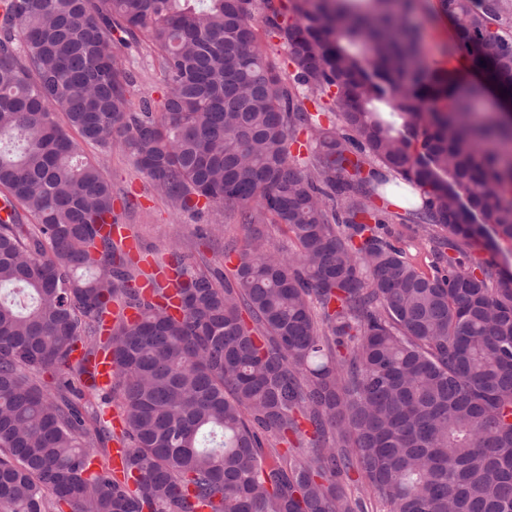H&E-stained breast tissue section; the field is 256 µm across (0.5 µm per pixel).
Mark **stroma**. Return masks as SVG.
Returning a JSON list of instances; mask_svg holds the SVG:
<instances>
[{"label": "stroma", "mask_w": 512, "mask_h": 512, "mask_svg": "<svg viewBox=\"0 0 512 512\" xmlns=\"http://www.w3.org/2000/svg\"><path fill=\"white\" fill-rule=\"evenodd\" d=\"M422 8L414 16L421 38V57L431 70L454 68L458 55L449 53L456 30L438 8V0H421ZM126 67L137 77L136 97L161 101L165 87L153 52L146 45L118 47ZM88 157L99 160L118 196L115 213L125 232L136 239L155 263L169 265L176 258H205L209 269L223 271L224 246L244 244L250 234L248 225L224 208L212 207L205 216L173 209L151 186L149 177L135 166L121 148L106 151L93 144H83Z\"/></svg>", "instance_id": "1"}]
</instances>
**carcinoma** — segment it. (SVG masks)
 <instances>
[{
    "instance_id": "carcinoma-1",
    "label": "carcinoma",
    "mask_w": 512,
    "mask_h": 512,
    "mask_svg": "<svg viewBox=\"0 0 512 512\" xmlns=\"http://www.w3.org/2000/svg\"><path fill=\"white\" fill-rule=\"evenodd\" d=\"M417 8L0 0V512H367L352 471L389 512H512V272L469 263L512 241V123L420 68ZM439 9L512 100L508 0ZM143 42L167 92L135 107L116 47ZM72 131L175 210L239 212L232 275L181 263L175 303L143 295ZM394 223L426 232L430 272ZM114 302L133 315L104 341ZM111 440L121 471L90 453ZM270 243L278 249V255L283 259H293L296 248L289 239L284 227L278 224H261L259 226Z\"/></svg>"
}]
</instances>
